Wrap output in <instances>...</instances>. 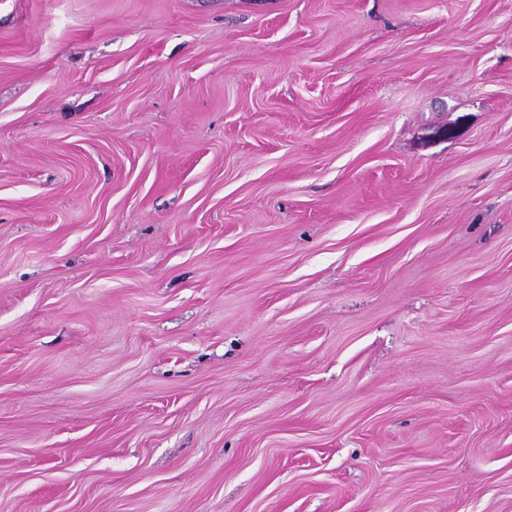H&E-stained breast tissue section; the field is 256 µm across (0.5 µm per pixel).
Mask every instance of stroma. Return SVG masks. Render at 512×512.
Listing matches in <instances>:
<instances>
[{
	"label": "stroma",
	"mask_w": 512,
	"mask_h": 512,
	"mask_svg": "<svg viewBox=\"0 0 512 512\" xmlns=\"http://www.w3.org/2000/svg\"><path fill=\"white\" fill-rule=\"evenodd\" d=\"M0 512H512V0H0Z\"/></svg>",
	"instance_id": "35a3bbf8"
}]
</instances>
